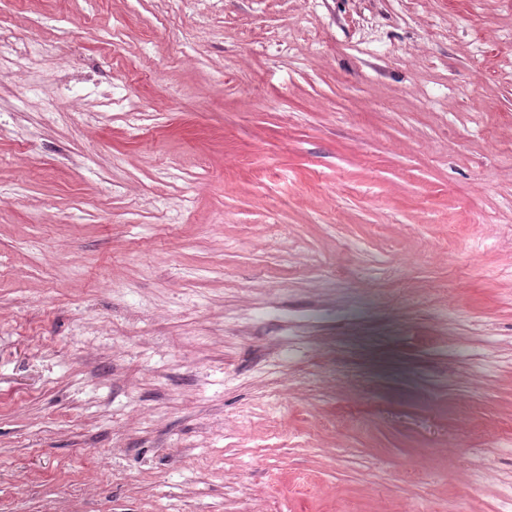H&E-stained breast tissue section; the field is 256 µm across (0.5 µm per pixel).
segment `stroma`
<instances>
[{"label": "stroma", "instance_id": "stroma-1", "mask_svg": "<svg viewBox=\"0 0 512 512\" xmlns=\"http://www.w3.org/2000/svg\"><path fill=\"white\" fill-rule=\"evenodd\" d=\"M512 0H0V512H501Z\"/></svg>", "mask_w": 512, "mask_h": 512}]
</instances>
